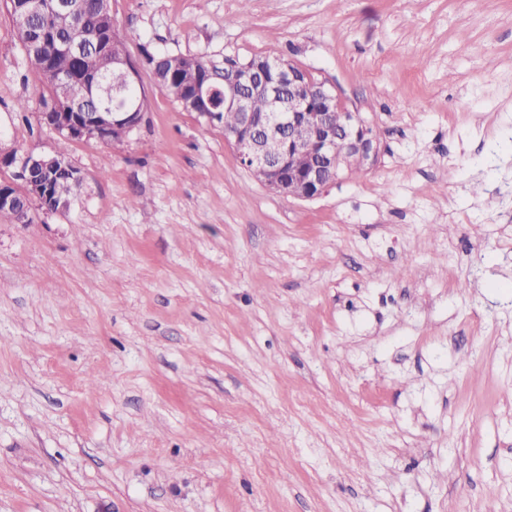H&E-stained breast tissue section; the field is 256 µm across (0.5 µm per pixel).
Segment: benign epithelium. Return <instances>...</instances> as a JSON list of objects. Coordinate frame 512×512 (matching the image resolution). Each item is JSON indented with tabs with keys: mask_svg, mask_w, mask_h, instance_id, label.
Wrapping results in <instances>:
<instances>
[{
	"mask_svg": "<svg viewBox=\"0 0 512 512\" xmlns=\"http://www.w3.org/2000/svg\"><path fill=\"white\" fill-rule=\"evenodd\" d=\"M81 0H24L15 13L21 27L46 16L72 17ZM58 49L73 59L82 60L106 51L103 42L91 44L79 40L61 41ZM315 85L317 110L310 111L304 97L306 84ZM140 85L137 65L130 56L112 60L105 70L91 77L60 75L57 94L45 101L38 113L40 125L46 126L71 141L103 140L107 126L133 132L140 124L141 103L129 96V89ZM88 88L105 108L103 112H69L75 88ZM261 93L268 99L265 112L251 110V95ZM216 98L224 99V108L238 112L236 129L224 136L235 150L245 169L264 172L263 186L284 197L311 200L330 186L341 182L354 167L367 171L378 161V134L371 124L337 93L327 80L281 58L251 57L224 69L222 88L213 84L212 71L194 76L188 97L178 100L185 110H192L208 123L219 122L221 113L205 109ZM279 142V153L269 152L267 144ZM341 144L345 166L336 163V144ZM310 154L309 165L299 169L294 157L301 150ZM72 180L81 179L80 171L69 161L55 155H28L21 164L22 186L0 182V210L21 212L35 202L49 212L68 208V202L46 204L53 195L58 174Z\"/></svg>",
	"mask_w": 512,
	"mask_h": 512,
	"instance_id": "7a95c632",
	"label": "benign epithelium"
}]
</instances>
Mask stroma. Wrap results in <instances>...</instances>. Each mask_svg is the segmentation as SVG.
<instances>
[{
	"label": "stroma",
	"instance_id": "35a3bbf8",
	"mask_svg": "<svg viewBox=\"0 0 512 512\" xmlns=\"http://www.w3.org/2000/svg\"><path fill=\"white\" fill-rule=\"evenodd\" d=\"M110 8L146 114L66 142L0 0V149L82 175L0 216V512H512V0ZM149 52L293 60L378 162L277 195Z\"/></svg>",
	"mask_w": 512,
	"mask_h": 512
}]
</instances>
